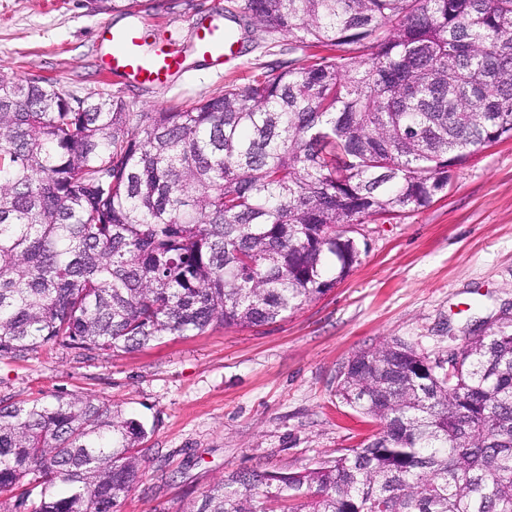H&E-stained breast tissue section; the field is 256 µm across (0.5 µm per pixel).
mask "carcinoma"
Masks as SVG:
<instances>
[{"mask_svg":"<svg viewBox=\"0 0 512 512\" xmlns=\"http://www.w3.org/2000/svg\"><path fill=\"white\" fill-rule=\"evenodd\" d=\"M133 14L142 0H90ZM303 54L186 110L0 72V359L273 324L359 261L346 227L418 211L512 137V0H241ZM336 395L377 424L299 472L233 471L183 512H512V330L450 359L392 340ZM147 431L79 396L0 404V500L121 512Z\"/></svg>","mask_w":512,"mask_h":512,"instance_id":"carcinoma-1","label":"carcinoma"}]
</instances>
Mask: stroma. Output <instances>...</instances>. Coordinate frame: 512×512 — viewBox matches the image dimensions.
<instances>
[{
  "label": "stroma",
  "mask_w": 512,
  "mask_h": 512,
  "mask_svg": "<svg viewBox=\"0 0 512 512\" xmlns=\"http://www.w3.org/2000/svg\"><path fill=\"white\" fill-rule=\"evenodd\" d=\"M235 8L236 0H146L131 17L94 11L88 0H0V71L117 101L142 119L186 108L262 73L288 46L287 37L272 43L237 27L236 60L221 70L201 62L199 27ZM132 23L144 58L181 53L169 84L101 67L106 30ZM351 235L368 248L348 275L277 323L216 326L109 355L41 347L0 361V401L78 395L143 423L146 469L122 512H183L231 471L315 467L376 429L336 395L338 370L354 354L401 339L444 358L465 337L512 328V139L454 166L428 207L367 217Z\"/></svg>",
  "instance_id": "1"
}]
</instances>
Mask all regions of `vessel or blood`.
Listing matches in <instances>:
<instances>
[{
	"mask_svg": "<svg viewBox=\"0 0 512 512\" xmlns=\"http://www.w3.org/2000/svg\"><path fill=\"white\" fill-rule=\"evenodd\" d=\"M116 45L103 61L106 70L134 78L143 84H165L182 68V59L173 51L160 52L149 62L142 61L136 47L139 38L135 30H127L115 35ZM201 51L207 56L214 68H221L237 56L236 42L227 37L218 25L202 27L198 33Z\"/></svg>",
	"mask_w": 512,
	"mask_h": 512,
	"instance_id": "vessel-or-blood-1",
	"label": "vessel or blood"
}]
</instances>
